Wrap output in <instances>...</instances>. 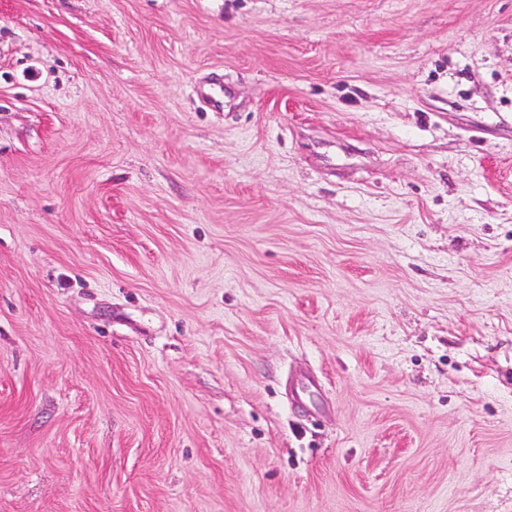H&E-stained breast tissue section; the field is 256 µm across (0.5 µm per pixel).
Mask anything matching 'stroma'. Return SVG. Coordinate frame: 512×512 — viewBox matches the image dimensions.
<instances>
[{"label":"stroma","mask_w":512,"mask_h":512,"mask_svg":"<svg viewBox=\"0 0 512 512\" xmlns=\"http://www.w3.org/2000/svg\"><path fill=\"white\" fill-rule=\"evenodd\" d=\"M0 512H512V0H0Z\"/></svg>","instance_id":"35a3bbf8"}]
</instances>
